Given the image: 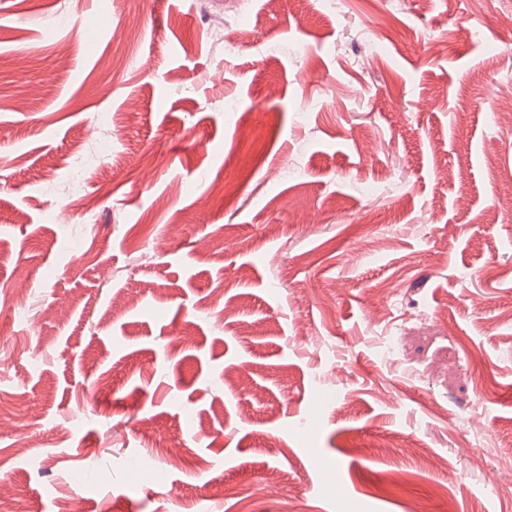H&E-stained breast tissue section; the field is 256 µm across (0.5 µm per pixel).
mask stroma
Wrapping results in <instances>:
<instances>
[{"instance_id":"35a3bbf8","label":"stroma","mask_w":512,"mask_h":512,"mask_svg":"<svg viewBox=\"0 0 512 512\" xmlns=\"http://www.w3.org/2000/svg\"><path fill=\"white\" fill-rule=\"evenodd\" d=\"M505 114L512 0H0V493L512 512Z\"/></svg>"}]
</instances>
